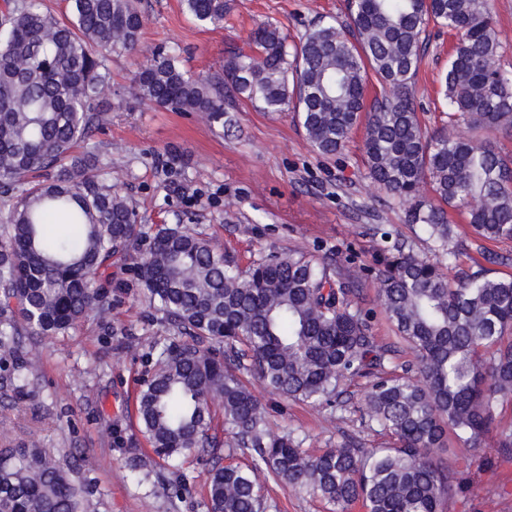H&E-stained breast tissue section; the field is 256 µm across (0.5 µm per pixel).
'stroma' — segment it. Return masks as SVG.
I'll return each mask as SVG.
<instances>
[{"instance_id":"35a3bbf8","label":"stroma","mask_w":512,"mask_h":512,"mask_svg":"<svg viewBox=\"0 0 512 512\" xmlns=\"http://www.w3.org/2000/svg\"><path fill=\"white\" fill-rule=\"evenodd\" d=\"M137 6L145 17L138 50L113 54L105 123L89 144L108 162L110 179L134 204L139 224L187 225L243 266L273 252L349 254L345 273L363 282L358 303L372 311L373 333L394 342L378 285L362 271L382 247L370 228L384 225L422 253L428 244L407 224L403 207L368 178L363 129L331 158L314 149L289 111L263 112L242 100L231 124L214 129L198 113L130 95L134 73L158 52L176 48L190 74L214 72L258 26L274 23L293 43L319 20H345L347 0H230L216 28L198 25L181 0H137ZM427 34L415 92L422 124L434 131L445 121L435 89L448 68L451 38L435 25ZM109 273L112 307L104 315L68 335L24 336L0 351V446L36 440L58 458L79 455L85 464L75 478L88 489V512H205L207 465H184L191 495L166 490L174 476L158 465L136 418L138 384L153 369L150 345L167 333L161 315L124 262ZM21 363L29 383L20 391ZM248 386L266 405L272 430L295 431L310 451L334 447L345 434L367 448L387 441L364 431L352 411L362 382L348 386L346 411L280 397L254 378ZM448 467L465 486L447 512H512V459L497 457L495 437L478 448L455 446Z\"/></svg>"}]
</instances>
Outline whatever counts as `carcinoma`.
<instances>
[{
	"label": "carcinoma",
	"instance_id": "carcinoma-1",
	"mask_svg": "<svg viewBox=\"0 0 512 512\" xmlns=\"http://www.w3.org/2000/svg\"><path fill=\"white\" fill-rule=\"evenodd\" d=\"M182 5L205 27L230 9L228 0ZM69 13L57 19L36 0H6L0 12V348L24 331L64 335L111 308L97 277L114 257L128 262L170 332L151 345L140 431L172 468L193 454L214 460L206 512H269V482L336 512L356 503L365 512H442L458 493L438 457L449 439L477 448L493 432L498 454L512 458V424L497 421L499 405L512 402V277L462 265L472 252L496 264L502 256L489 245L512 241V155L490 143L512 128V71L498 62L491 0H349L346 21H321L291 46L276 25L257 28L249 51L208 78L162 52L132 82L137 99L197 112L216 128L237 98L265 112L291 106L323 155L341 152L367 113L368 177L431 241L420 254L372 228L386 246L364 271L415 354L403 362L354 302L361 283L343 277L347 256L288 252L243 269L180 224L142 230L107 165L74 148L103 125L111 55L137 49L143 16L135 0H69ZM431 22L454 43L441 80L447 121L428 134L414 84ZM372 76L380 96L369 104ZM452 211L471 227L470 241L458 240ZM245 371L273 393L336 410L347 383L366 380L362 419L393 446L345 440L311 454L292 434H271ZM221 431L249 464H219ZM76 469L36 442L0 448V512H85Z\"/></svg>",
	"mask_w": 512,
	"mask_h": 512
}]
</instances>
